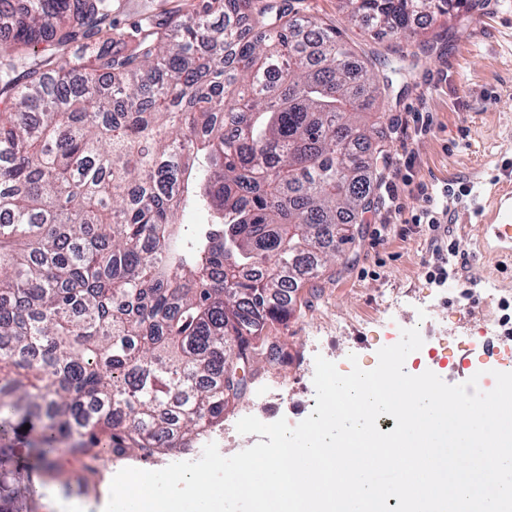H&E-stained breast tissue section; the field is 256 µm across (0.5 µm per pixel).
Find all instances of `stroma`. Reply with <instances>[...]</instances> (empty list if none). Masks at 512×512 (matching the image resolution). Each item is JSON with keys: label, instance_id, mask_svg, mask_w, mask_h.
Segmentation results:
<instances>
[{"label": "stroma", "instance_id": "obj_1", "mask_svg": "<svg viewBox=\"0 0 512 512\" xmlns=\"http://www.w3.org/2000/svg\"><path fill=\"white\" fill-rule=\"evenodd\" d=\"M300 17L340 25L343 39L379 73V61L414 55L407 81L394 86L382 118L385 154L376 195L399 184L402 213L389 217L381 208L364 216L363 234L347 245L345 262L318 274L298 292L288 320L268 326L267 336L288 354L286 363H256L245 397L224 413V422L209 435L226 457L248 448L236 419L252 414L265 423L292 418L297 404L313 400L314 359L340 364L356 355L366 370L378 363L380 348L396 344L395 327H413L430 315L433 336L443 351L435 360L412 359L413 374L432 371L444 382L480 375L494 388L501 364L484 349L464 351L487 328L488 284L512 302V254L482 223L505 170H512V0H475L473 9L439 18L421 32L433 40L429 53L415 55L414 45L374 38L364 28L341 24L339 0H292ZM414 112L428 113L427 135L414 137ZM454 194L437 231L411 223L423 201L418 184ZM448 247L443 276L433 273L435 245ZM23 428L11 435V451L0 458V494L10 496L14 512H103L114 475L133 467L160 470L201 457L196 444L146 459L132 452L109 461L87 478L79 460L57 456L44 465Z\"/></svg>", "mask_w": 512, "mask_h": 512}]
</instances>
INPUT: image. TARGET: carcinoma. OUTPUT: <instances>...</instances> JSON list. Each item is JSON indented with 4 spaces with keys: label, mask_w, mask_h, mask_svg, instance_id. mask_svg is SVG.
<instances>
[{
    "label": "carcinoma",
    "mask_w": 512,
    "mask_h": 512,
    "mask_svg": "<svg viewBox=\"0 0 512 512\" xmlns=\"http://www.w3.org/2000/svg\"><path fill=\"white\" fill-rule=\"evenodd\" d=\"M463 6L341 0L399 41ZM191 7L121 30L118 0H0V455L14 415L93 475L185 447L361 234L389 79L283 0Z\"/></svg>",
    "instance_id": "obj_1"
}]
</instances>
